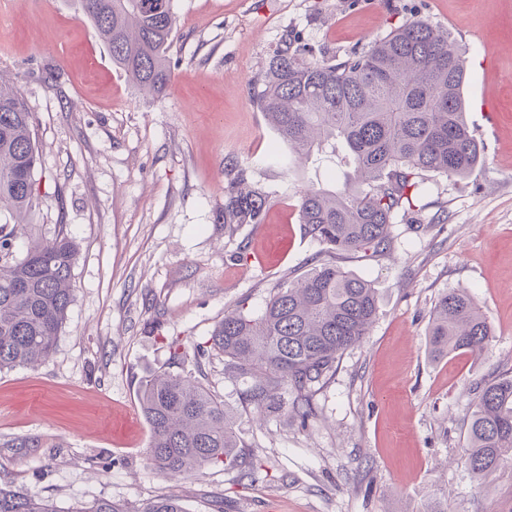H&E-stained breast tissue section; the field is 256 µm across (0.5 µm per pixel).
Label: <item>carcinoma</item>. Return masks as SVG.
<instances>
[{
    "mask_svg": "<svg viewBox=\"0 0 512 512\" xmlns=\"http://www.w3.org/2000/svg\"><path fill=\"white\" fill-rule=\"evenodd\" d=\"M82 16L106 46L112 63L140 89L161 95L171 82L168 52L176 16L173 0H78ZM301 47L275 55L252 100L299 160L346 152L351 170L342 187L308 188L297 197L304 233L346 253H382L400 212L415 207L427 173L463 178L482 161L466 117L465 58L451 34L410 20L362 53L304 63ZM33 112L12 85L0 81V372L34 367L54 351L74 299L75 242L60 232L35 241L21 258L11 241L26 229L37 205L38 151ZM239 169L224 186V228L264 221L269 193L244 187ZM378 312L371 281L321 263L277 289L257 315L224 313L206 344L175 339L169 364L191 361L198 375L158 371L140 379L138 400L150 426V456L162 473L179 476L231 462L238 448L224 400L205 384L203 360L224 357V373L247 378L244 403L270 414L281 394H297L296 415L310 413L312 388L336 372L343 353L368 335ZM433 357L480 353L493 330L471 295L443 293L429 324ZM464 461L476 477L512 466V373L484 379L473 402ZM0 512H58L52 502L0 486ZM76 512H129L95 499ZM136 512H186L171 496Z\"/></svg>",
    "mask_w": 512,
    "mask_h": 512,
    "instance_id": "obj_1",
    "label": "carcinoma"
}]
</instances>
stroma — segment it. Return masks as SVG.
Listing matches in <instances>:
<instances>
[{
  "label": "stroma",
  "mask_w": 512,
  "mask_h": 512,
  "mask_svg": "<svg viewBox=\"0 0 512 512\" xmlns=\"http://www.w3.org/2000/svg\"><path fill=\"white\" fill-rule=\"evenodd\" d=\"M166 93L135 89L73 0H0V80L34 112L39 206L29 238L79 248L74 301L50 358L0 372V486L57 512L106 498H179L187 512H512V467L473 480L467 423L482 379L512 369V0H174ZM448 30L469 72L467 118L483 165L427 174L388 254H343L305 235L308 186L344 182L335 157L294 161L250 100L288 43L306 61L367 50L405 21ZM269 192L263 223L224 232L231 165ZM446 223H438L439 214ZM331 261L371 280L378 313L299 423L294 395L260 417L217 357L205 384L234 414L235 465L172 479L148 455L141 377L167 341H206L225 311L255 314L279 285ZM464 288L494 338L433 360L430 312ZM41 440V447L14 442Z\"/></svg>",
  "instance_id": "obj_1"
}]
</instances>
